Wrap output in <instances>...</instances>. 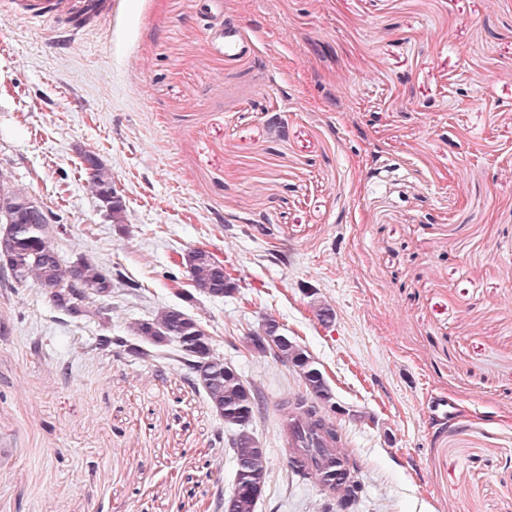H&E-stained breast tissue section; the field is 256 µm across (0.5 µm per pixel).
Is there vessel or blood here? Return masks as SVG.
<instances>
[{
	"mask_svg": "<svg viewBox=\"0 0 512 512\" xmlns=\"http://www.w3.org/2000/svg\"><path fill=\"white\" fill-rule=\"evenodd\" d=\"M85 5L86 0H30L29 21L36 26H51L59 19L74 17ZM210 45L228 60L243 57L250 51L238 26L230 23L211 31ZM281 425L286 458L294 473L330 498L343 501L360 473L346 437L308 402L289 406Z\"/></svg>",
	"mask_w": 512,
	"mask_h": 512,
	"instance_id": "vessel-or-blood-1",
	"label": "vessel or blood"
}]
</instances>
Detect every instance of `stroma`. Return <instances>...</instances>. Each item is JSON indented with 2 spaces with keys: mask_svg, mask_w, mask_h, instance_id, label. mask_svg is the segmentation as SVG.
Listing matches in <instances>:
<instances>
[{
  "mask_svg": "<svg viewBox=\"0 0 512 512\" xmlns=\"http://www.w3.org/2000/svg\"><path fill=\"white\" fill-rule=\"evenodd\" d=\"M22 2L0 13V172L63 225V258L139 290L104 323L0 287V512H224L232 432L174 345L91 348L165 306L258 390L256 512H336L284 456L304 387L248 349L269 318L363 463L347 512H512V0H111L77 37ZM228 16L253 46L231 62L206 43ZM86 153L124 223L87 189ZM194 248L233 293L185 298ZM83 163H89L90 167L85 165L87 174V187L89 191L98 199L101 207L105 209L112 223L121 224L125 221V204L123 198H115L116 181L112 184V170L102 162L98 157L92 154L83 156Z\"/></svg>",
  "mask_w": 512,
  "mask_h": 512,
  "instance_id": "stroma-1",
  "label": "stroma"
}]
</instances>
